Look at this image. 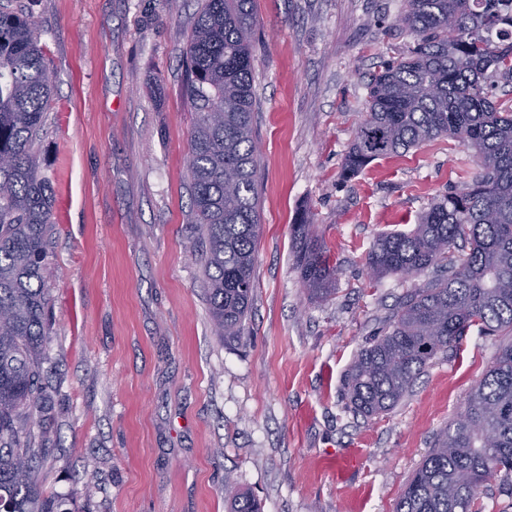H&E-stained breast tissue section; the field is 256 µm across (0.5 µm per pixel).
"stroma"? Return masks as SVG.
Here are the masks:
<instances>
[{
    "label": "stroma",
    "instance_id": "stroma-1",
    "mask_svg": "<svg viewBox=\"0 0 512 512\" xmlns=\"http://www.w3.org/2000/svg\"><path fill=\"white\" fill-rule=\"evenodd\" d=\"M201 3L12 0L55 73L40 146L54 205L38 483L59 512H227L228 474L262 512H395L512 334L470 329L391 411L357 415L350 364L436 275L375 280L366 258L470 180L473 151L441 138L344 179L372 73L413 44L395 24L403 0H255L261 228L245 333L224 342L188 249L182 49ZM303 217L338 266L323 300L293 266Z\"/></svg>",
    "mask_w": 512,
    "mask_h": 512
}]
</instances>
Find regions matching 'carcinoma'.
<instances>
[{"mask_svg":"<svg viewBox=\"0 0 512 512\" xmlns=\"http://www.w3.org/2000/svg\"><path fill=\"white\" fill-rule=\"evenodd\" d=\"M254 0H203L184 51V94L194 113L187 153L192 241L207 280L215 334L230 343L251 306L260 231L253 141ZM397 25L414 45L373 75L367 108L345 157L350 176L369 162L440 137L475 151L477 171L435 201L408 233L381 235L368 254L377 278L441 274L404 296L383 335L346 374V397L366 418L393 409L429 362L471 327L512 332V105L489 95L512 83V0H404ZM435 92L427 93V85ZM54 85L35 23L0 4V512H53L35 478L46 452L33 427L51 401L42 383L49 331L43 283L53 196L39 146ZM468 244L448 262L457 240ZM295 268L312 299L333 291L336 266L313 225H293ZM434 440L396 512H483L484 488L512 475V342ZM229 512H261L224 476Z\"/></svg>","mask_w":512,"mask_h":512,"instance_id":"cac0c4a2","label":"carcinoma"}]
</instances>
